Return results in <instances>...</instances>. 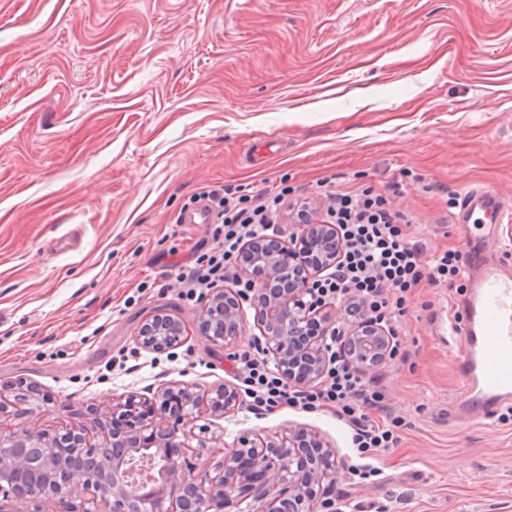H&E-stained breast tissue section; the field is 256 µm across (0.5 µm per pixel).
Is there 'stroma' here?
<instances>
[{
    "label": "stroma",
    "mask_w": 512,
    "mask_h": 512,
    "mask_svg": "<svg viewBox=\"0 0 512 512\" xmlns=\"http://www.w3.org/2000/svg\"><path fill=\"white\" fill-rule=\"evenodd\" d=\"M365 187L428 260L461 247L470 189L512 207V0H0V384L52 399L0 430L95 443L91 408L236 383L258 331L199 336L208 297L175 274L213 227L178 216L211 189L320 207ZM466 293L460 278L415 290L371 371L398 447L360 460L329 410L204 408L178 432L195 474L216 476L241 435L304 428L334 452L346 512H512V410L450 414L461 378L439 320ZM156 310L185 324L172 352L137 344Z\"/></svg>",
    "instance_id": "35a3bbf8"
}]
</instances>
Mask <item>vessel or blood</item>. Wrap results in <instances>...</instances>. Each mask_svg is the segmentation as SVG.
Masks as SVG:
<instances>
[{"label":"vessel or blood","mask_w":512,"mask_h":512,"mask_svg":"<svg viewBox=\"0 0 512 512\" xmlns=\"http://www.w3.org/2000/svg\"><path fill=\"white\" fill-rule=\"evenodd\" d=\"M478 212L500 224L507 209L490 188H477L462 197L454 222L468 248L467 268L479 276L457 317L446 320L443 328L449 336L464 338L457 357L462 388L453 412L488 415L512 398V276L481 259L470 233L471 219Z\"/></svg>","instance_id":"vessel-or-blood-1"}]
</instances>
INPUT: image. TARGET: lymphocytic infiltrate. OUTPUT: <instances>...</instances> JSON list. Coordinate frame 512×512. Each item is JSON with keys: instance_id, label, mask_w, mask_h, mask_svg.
Instances as JSON below:
<instances>
[{"instance_id": "1", "label": "lymphocytic infiltrate", "mask_w": 512, "mask_h": 512, "mask_svg": "<svg viewBox=\"0 0 512 512\" xmlns=\"http://www.w3.org/2000/svg\"><path fill=\"white\" fill-rule=\"evenodd\" d=\"M206 197L218 221L212 247L200 263L179 269L176 275L179 284L192 290L221 286L233 258L249 241L277 235L280 213L287 204L282 191L234 199L213 189ZM325 221L337 225L343 255L331 271L313 281L312 291L320 301L351 296L364 304L370 318L385 322L406 313L407 297L414 288L436 284L445 277L454 279L461 273L458 251L423 260L421 245L410 242L401 228L402 215L373 189L329 193ZM341 345L340 334L330 333L326 347L331 366L321 381L308 387L288 384L258 353L241 357L237 372L257 409L280 405L312 411L330 408L354 427L359 452L395 447L399 438L394 428L371 417L372 412L386 408L384 390L347 363Z\"/></svg>"}]
</instances>
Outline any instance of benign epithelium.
Masks as SVG:
<instances>
[{
	"mask_svg": "<svg viewBox=\"0 0 512 512\" xmlns=\"http://www.w3.org/2000/svg\"><path fill=\"white\" fill-rule=\"evenodd\" d=\"M289 237L256 238L235 259L238 275L253 285L246 298L254 310V325L264 339L280 375L290 384L307 386L326 374L330 359L325 333L341 323L343 350L350 365L369 370L394 355V337L383 323L363 319L352 297L322 302L311 296L310 283L333 268L341 255L336 225L317 218L300 225ZM238 293L218 290L196 313L198 334L226 347L242 336L247 321ZM184 323L165 311H155L139 328L137 343L146 351L165 353L182 343ZM13 402L0 398V413L8 407L36 402L39 389L29 383L14 386ZM207 405L222 416L244 404L234 385L210 389ZM203 399L190 388L170 384L144 397L129 394L112 412L94 410L101 441L90 443L81 430L48 436L25 425L0 432V493L17 498L50 497L57 512H71V497L79 489L96 494L106 512H242L239 503L252 496L249 512H335V502L321 498L323 483L336 484L334 454L315 434L298 429L287 436H242L224 455L223 473L193 474L181 460L178 426L194 419ZM149 453L160 464V475L137 498L128 488V461ZM180 488L177 506L166 505L168 490ZM320 510H314V503Z\"/></svg>",
	"mask_w": 512,
	"mask_h": 512,
	"instance_id": "benign-epithelium-1",
	"label": "benign epithelium"
}]
</instances>
